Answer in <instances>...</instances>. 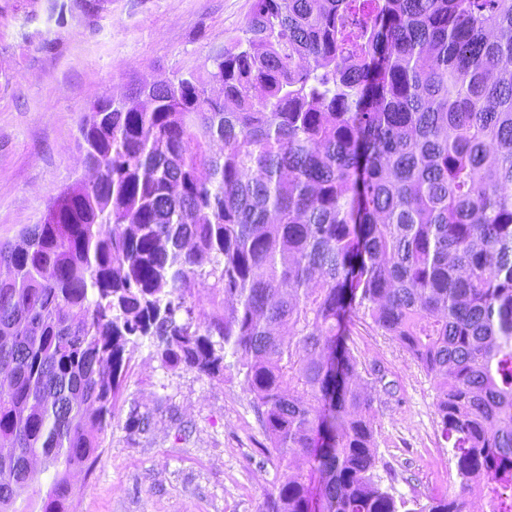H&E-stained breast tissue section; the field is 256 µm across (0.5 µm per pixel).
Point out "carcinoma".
Returning a JSON list of instances; mask_svg holds the SVG:
<instances>
[{
  "instance_id": "carcinoma-1",
  "label": "carcinoma",
  "mask_w": 512,
  "mask_h": 512,
  "mask_svg": "<svg viewBox=\"0 0 512 512\" xmlns=\"http://www.w3.org/2000/svg\"><path fill=\"white\" fill-rule=\"evenodd\" d=\"M242 32L150 112L137 87L94 104L97 179L0 243V512L31 456L54 468L38 512H70L144 338L171 370L235 359L290 471L266 512H468L477 479L512 488V0H254ZM367 319L435 382L457 481L426 504L377 474L347 344Z\"/></svg>"
}]
</instances>
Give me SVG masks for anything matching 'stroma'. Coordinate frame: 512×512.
Returning <instances> with one entry per match:
<instances>
[{
  "mask_svg": "<svg viewBox=\"0 0 512 512\" xmlns=\"http://www.w3.org/2000/svg\"><path fill=\"white\" fill-rule=\"evenodd\" d=\"M254 0H103L64 21L49 0H0V242L41 223L51 197L83 178L78 123L103 96H122L209 67L241 36ZM348 345L374 397L372 427L384 486L427 502L456 480L432 380L399 343L368 323ZM146 433L125 429L131 405ZM91 474L74 473L73 512H264L288 472L266 438L235 367L207 377L170 370L150 340L132 349L111 426Z\"/></svg>",
  "mask_w": 512,
  "mask_h": 512,
  "instance_id": "obj_1",
  "label": "stroma"
}]
</instances>
